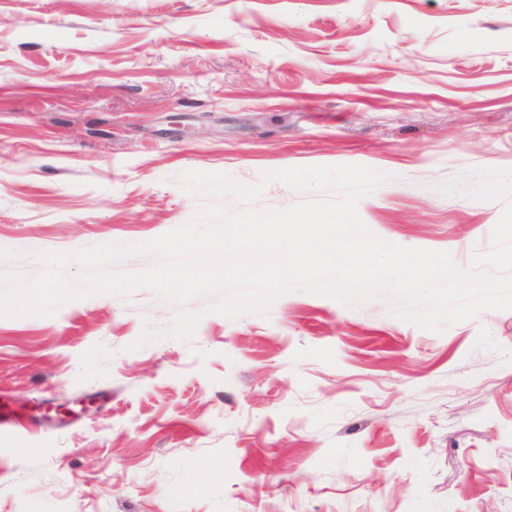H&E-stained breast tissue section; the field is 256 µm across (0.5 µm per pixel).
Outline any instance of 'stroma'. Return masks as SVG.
<instances>
[{
    "label": "stroma",
    "mask_w": 512,
    "mask_h": 512,
    "mask_svg": "<svg viewBox=\"0 0 512 512\" xmlns=\"http://www.w3.org/2000/svg\"><path fill=\"white\" fill-rule=\"evenodd\" d=\"M345 164L376 235L487 250L502 203L440 187L512 170V0H0V271L182 225L185 171ZM210 303L139 349L146 290L0 318L1 398L90 404L0 433V512H512V310Z\"/></svg>",
    "instance_id": "35a3bbf8"
}]
</instances>
